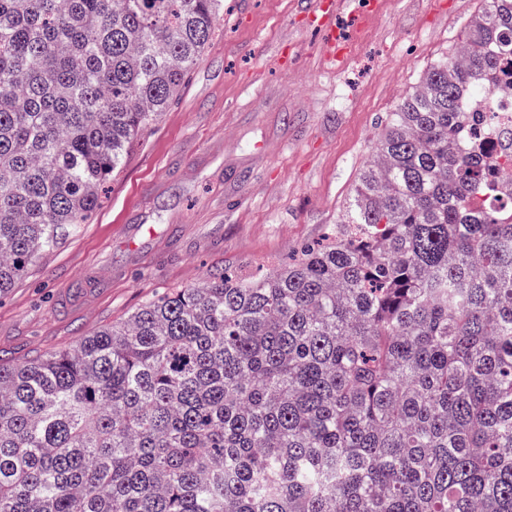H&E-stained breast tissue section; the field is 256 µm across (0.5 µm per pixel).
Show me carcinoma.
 I'll list each match as a JSON object with an SVG mask.
<instances>
[{"instance_id":"1","label":"carcinoma","mask_w":512,"mask_h":512,"mask_svg":"<svg viewBox=\"0 0 512 512\" xmlns=\"http://www.w3.org/2000/svg\"><path fill=\"white\" fill-rule=\"evenodd\" d=\"M223 0H0V296L99 205ZM512 0L387 115L322 244L0 358V512H512V203L466 136ZM503 172H508L509 174L501 178V175ZM510 172L512 174L511 167L508 168H501L497 171H495V181L497 183V187L500 190V193H497L495 195L486 196L485 198H482V202L485 204V206L490 207H498L501 204H505L512 198V179H510Z\"/></svg>"}]
</instances>
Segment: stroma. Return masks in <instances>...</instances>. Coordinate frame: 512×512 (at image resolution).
Listing matches in <instances>:
<instances>
[{
    "label": "stroma",
    "mask_w": 512,
    "mask_h": 512,
    "mask_svg": "<svg viewBox=\"0 0 512 512\" xmlns=\"http://www.w3.org/2000/svg\"><path fill=\"white\" fill-rule=\"evenodd\" d=\"M202 62L86 224L0 299V356L47 355L221 266L259 275L338 224L384 119L460 44L479 0L352 4L321 66L307 0H224ZM290 45L288 66L277 63Z\"/></svg>",
    "instance_id": "obj_1"
}]
</instances>
